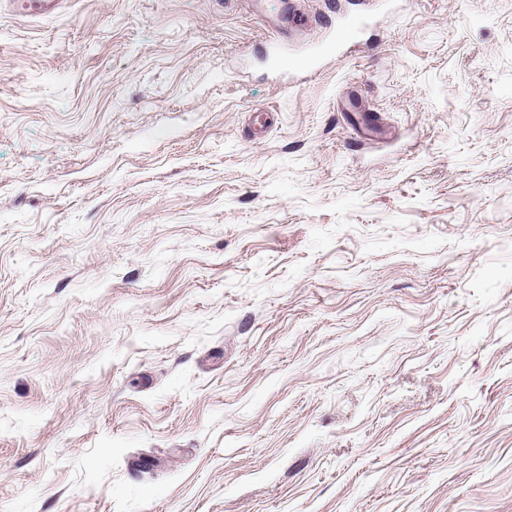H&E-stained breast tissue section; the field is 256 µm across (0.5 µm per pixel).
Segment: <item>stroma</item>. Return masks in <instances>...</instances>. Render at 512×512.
I'll return each mask as SVG.
<instances>
[{
  "label": "stroma",
  "instance_id": "obj_1",
  "mask_svg": "<svg viewBox=\"0 0 512 512\" xmlns=\"http://www.w3.org/2000/svg\"><path fill=\"white\" fill-rule=\"evenodd\" d=\"M0 9V512H512V0ZM330 14L323 22L325 37L315 43L302 44L298 49L283 33L272 38L270 53L277 59L288 62L289 70L303 69L309 72L320 68L323 60L338 55L349 43L360 42L366 32L376 25L379 17L390 7L389 0H377L371 11L349 14L336 9L330 2Z\"/></svg>",
  "mask_w": 512,
  "mask_h": 512
}]
</instances>
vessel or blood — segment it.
<instances>
[{
    "label": "vessel or blood",
    "instance_id": "obj_1",
    "mask_svg": "<svg viewBox=\"0 0 512 512\" xmlns=\"http://www.w3.org/2000/svg\"><path fill=\"white\" fill-rule=\"evenodd\" d=\"M9 6L14 14L29 15L36 9L43 12L61 9L63 3L62 0H9ZM389 7L390 0H376L373 10L356 14L331 9L323 22L326 35L321 41L297 47L286 35L280 34L273 37L270 52L277 59L286 61L289 69L315 71L326 57L340 53L347 44L362 41Z\"/></svg>",
    "mask_w": 512,
    "mask_h": 512
}]
</instances>
